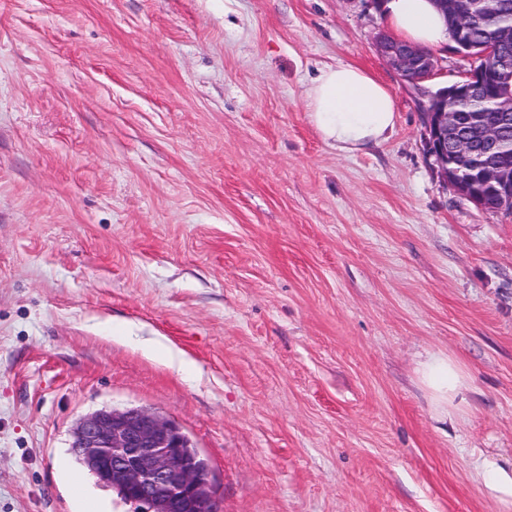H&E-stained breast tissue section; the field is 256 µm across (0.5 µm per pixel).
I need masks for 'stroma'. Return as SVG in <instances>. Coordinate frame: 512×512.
Instances as JSON below:
<instances>
[{"label":"stroma","mask_w":512,"mask_h":512,"mask_svg":"<svg viewBox=\"0 0 512 512\" xmlns=\"http://www.w3.org/2000/svg\"><path fill=\"white\" fill-rule=\"evenodd\" d=\"M382 28L376 0H0V512H136L69 448L131 407L218 512H504L474 462L512 465V213L441 180ZM339 62L393 92L381 145L312 123ZM422 377L435 399L449 406L468 388L466 374L450 358L428 357L422 365Z\"/></svg>","instance_id":"1"}]
</instances>
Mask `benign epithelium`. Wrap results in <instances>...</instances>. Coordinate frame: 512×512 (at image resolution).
<instances>
[{"mask_svg":"<svg viewBox=\"0 0 512 512\" xmlns=\"http://www.w3.org/2000/svg\"><path fill=\"white\" fill-rule=\"evenodd\" d=\"M437 8L451 13L460 28L469 27L471 13L459 0H434ZM377 48L402 81L422 97L427 131V153L440 177L463 200L483 209V188L494 187L500 209L512 211V155L501 150L502 133L512 120V85L503 79L512 75V54L503 47L512 44V28L498 40L477 48L461 44L456 51L482 63L463 74L461 80L436 92L425 84L437 70V58L426 48L399 41L385 32L376 35ZM500 84L498 122L481 129L484 147L498 159L471 174L479 152L470 138L461 134L458 113L452 105L481 93L477 79L483 71ZM70 448L98 483L121 488L132 499L146 504L150 512H215L213 495L202 492L206 470L186 435L171 420L142 408L101 409L82 418L72 432Z\"/></svg>","mask_w":512,"mask_h":512,"instance_id":"7a95c632","label":"benign epithelium"}]
</instances>
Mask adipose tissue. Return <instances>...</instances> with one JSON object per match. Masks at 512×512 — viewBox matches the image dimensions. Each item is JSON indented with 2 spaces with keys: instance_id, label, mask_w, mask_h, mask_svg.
I'll use <instances>...</instances> for the list:
<instances>
[{
  "instance_id": "obj_1",
  "label": "adipose tissue",
  "mask_w": 512,
  "mask_h": 512,
  "mask_svg": "<svg viewBox=\"0 0 512 512\" xmlns=\"http://www.w3.org/2000/svg\"><path fill=\"white\" fill-rule=\"evenodd\" d=\"M382 10L387 25L407 43L439 47L448 40V25L432 0H384ZM305 107L323 139L345 151L382 143L396 123L391 91L349 64L321 69L306 90ZM422 377L441 403H453L468 387L466 374L450 359L428 357Z\"/></svg>"
}]
</instances>
